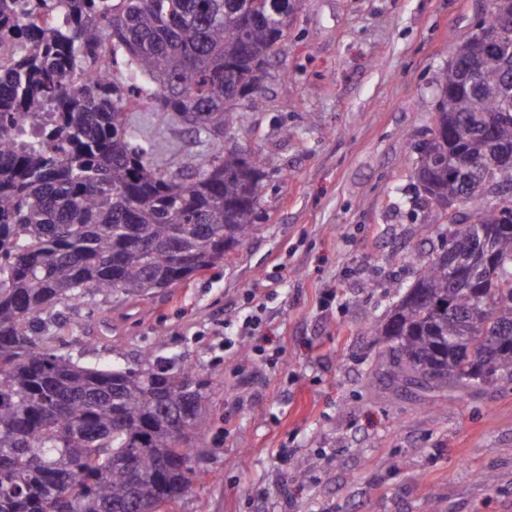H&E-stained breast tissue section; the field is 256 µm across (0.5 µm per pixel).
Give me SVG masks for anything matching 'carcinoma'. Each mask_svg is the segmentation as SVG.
Listing matches in <instances>:
<instances>
[{
    "label": "carcinoma",
    "instance_id": "1",
    "mask_svg": "<svg viewBox=\"0 0 512 512\" xmlns=\"http://www.w3.org/2000/svg\"><path fill=\"white\" fill-rule=\"evenodd\" d=\"M437 77L414 146L421 204L457 198V241L409 252L414 280L371 329L390 387L477 396L512 381V0H490ZM287 31L271 0H0V512H174L195 477L203 374L88 363L49 347L62 310L141 297L257 230L266 163L224 150ZM105 71V83L95 75ZM174 115L211 141L190 172L154 161ZM477 207L466 212L471 204Z\"/></svg>",
    "mask_w": 512,
    "mask_h": 512
}]
</instances>
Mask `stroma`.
Returning a JSON list of instances; mask_svg holds the SVG:
<instances>
[{"label": "stroma", "mask_w": 512, "mask_h": 512, "mask_svg": "<svg viewBox=\"0 0 512 512\" xmlns=\"http://www.w3.org/2000/svg\"><path fill=\"white\" fill-rule=\"evenodd\" d=\"M488 18L487 0H304L232 140L267 161L253 237L180 288L59 316V350L209 380L179 512H512V383L457 400L366 379L388 284L439 241L409 187L436 76ZM168 128L171 168L210 152Z\"/></svg>", "instance_id": "obj_1"}]
</instances>
